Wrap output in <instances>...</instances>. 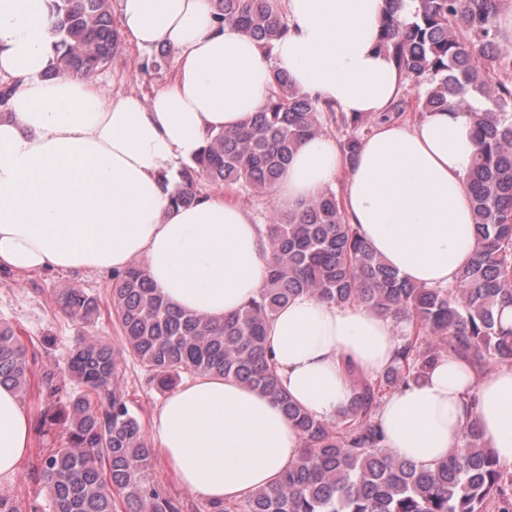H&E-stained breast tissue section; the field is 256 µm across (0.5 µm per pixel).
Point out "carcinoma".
I'll return each instance as SVG.
<instances>
[{
  "instance_id": "1",
  "label": "carcinoma",
  "mask_w": 512,
  "mask_h": 512,
  "mask_svg": "<svg viewBox=\"0 0 512 512\" xmlns=\"http://www.w3.org/2000/svg\"><path fill=\"white\" fill-rule=\"evenodd\" d=\"M378 46L410 81L429 88L416 97L421 112L467 115L478 149L467 173L477 249L454 284L428 287L399 276L347 222L327 188L297 209L275 212L264 224L270 262L258 296L233 315L213 320L173 308L134 264L112 274L110 303L121 348L85 336L70 350L63 373L35 381L20 336L0 326V386L24 393L38 385L52 402L44 424L64 425L63 445L37 473L52 512H183L181 502L147 481L155 456L129 392L117 381L122 363L137 360L159 391L183 376L232 377L276 399L301 431L303 449L276 486L211 512H512V474L498 463L478 429L448 458L419 467L384 445L377 414L397 388L419 381L441 357L455 356L485 373L512 364V55L503 51L502 0H384ZM215 19L252 36L265 52L288 32L274 0H212ZM57 71L89 79L121 47L112 0H56ZM239 130L209 137L183 166L170 196L174 206L202 198L198 182L273 190L300 142L341 132L346 159L356 156L368 126L361 113L320 107L284 74ZM299 293L390 315L410 326L393 365L370 379L348 370L351 395L331 420L294 403L279 385L265 329ZM72 321L91 325L101 300L82 288L56 297Z\"/></svg>"
}]
</instances>
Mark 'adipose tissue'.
Masks as SVG:
<instances>
[{
    "label": "adipose tissue",
    "mask_w": 512,
    "mask_h": 512,
    "mask_svg": "<svg viewBox=\"0 0 512 512\" xmlns=\"http://www.w3.org/2000/svg\"><path fill=\"white\" fill-rule=\"evenodd\" d=\"M288 34L264 53L214 18L211 0H118L132 47L178 51L171 83L150 102L105 95L72 74L53 75L54 0H0V267L32 271H144L174 307L220 319L256 297L268 249L244 207L208 197L170 205L180 164L208 133L237 130L258 111L273 71L323 105L369 116L387 111L405 83L377 46L383 0H285ZM476 145L459 112L377 124L354 161L320 135L302 143L274 189L298 206L339 171L342 208L363 240L399 275L428 286L455 282L475 249L466 182ZM397 322L300 293L267 326L280 386L328 420L349 394L348 367L380 377L401 340ZM386 447L419 466L460 448L476 425L512 468V366L479 373L440 358L425 379L381 405ZM155 446L177 482L221 504L275 485L297 462L300 431L282 406L233 378L179 386L152 421ZM32 422L17 392L0 386V482L30 451Z\"/></svg>",
    "instance_id": "obj_1"
}]
</instances>
